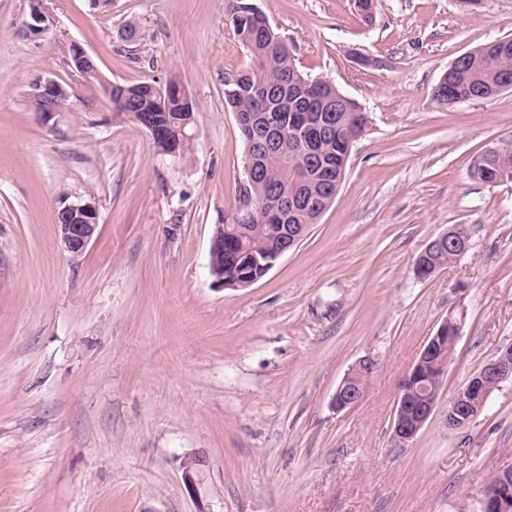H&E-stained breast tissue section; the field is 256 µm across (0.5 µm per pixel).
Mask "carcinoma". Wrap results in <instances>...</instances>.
I'll list each match as a JSON object with an SVG mask.
<instances>
[{"label": "carcinoma", "instance_id": "cac0c4a2", "mask_svg": "<svg viewBox=\"0 0 512 512\" xmlns=\"http://www.w3.org/2000/svg\"><path fill=\"white\" fill-rule=\"evenodd\" d=\"M227 21L235 36L246 48L251 57L249 67L230 75L224 80V99L235 113L280 112L282 111L279 93L283 88L292 91V106L286 112V124L303 126L305 117L321 115L325 130L321 140L323 163L311 164L306 158L296 154L293 141L282 139L264 157L267 176L247 186L240 195L248 196L260 203L271 184L281 183L290 188L306 189L321 194L336 184V176L347 163L345 157L349 142L361 137L367 128L365 113L336 109V90L327 81L313 79L302 73L294 59L288 56L284 37L265 13H257L249 8V0H227L225 12ZM512 69V52L505 56H477L472 58L460 78L462 92L482 91L492 96L490 87L496 83L499 71ZM125 86L112 87V98L117 100L113 106L116 112L127 110L144 113V118L152 125L163 130L154 138L155 148L162 154H168L169 145L179 141V121L192 112L191 105L180 103L176 98L165 96L158 99L151 108L129 99L126 104L119 103ZM246 153H252L263 147L264 133L259 129L238 126ZM317 223V214L312 210L297 213L294 224H281L275 218L263 215L252 224H238L235 216L224 217V280L239 285L268 274L266 262L272 259L270 242L281 230L292 232V228L301 224ZM454 251L447 243L435 249L421 253L416 258V268L429 278L435 271L441 270L453 261Z\"/></svg>", "mask_w": 512, "mask_h": 512}]
</instances>
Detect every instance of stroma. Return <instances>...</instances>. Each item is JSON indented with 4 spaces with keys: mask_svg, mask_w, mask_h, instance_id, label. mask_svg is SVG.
<instances>
[{
    "mask_svg": "<svg viewBox=\"0 0 512 512\" xmlns=\"http://www.w3.org/2000/svg\"><path fill=\"white\" fill-rule=\"evenodd\" d=\"M254 3L369 122L319 222L233 289L209 274L246 155L224 78L250 58L225 0H46L38 40L28 0H0V512H480L512 465V383L467 429L444 423L448 396L512 345V182L470 175L512 135V90L433 97L457 57L512 37V0H375L369 20L355 0ZM74 42L111 83L178 76L194 104L183 153L159 154L80 84L58 126L42 123L29 93L70 79ZM85 202L99 228L74 256L56 216ZM455 224L468 252L418 279V254ZM453 309L442 397L396 446L399 382ZM368 356L365 398L333 410ZM44 2L45 0L29 1V20L25 27L30 38L36 39L51 29L52 18Z\"/></svg>",
    "mask_w": 512,
    "mask_h": 512,
    "instance_id": "1",
    "label": "stroma"
}]
</instances>
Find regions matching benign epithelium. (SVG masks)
<instances>
[{
  "label": "benign epithelium",
  "instance_id": "7a95c632",
  "mask_svg": "<svg viewBox=\"0 0 512 512\" xmlns=\"http://www.w3.org/2000/svg\"><path fill=\"white\" fill-rule=\"evenodd\" d=\"M52 18L47 11L45 0H29V20L26 22L27 35L36 39L50 31ZM69 67L78 81L89 87L100 85L107 94H112V84L105 81L96 59L77 43L70 45ZM470 54L465 53L457 57L448 72L443 74L438 85L449 99H454L453 83L457 69L467 62ZM71 85L52 78H46L36 83L31 90L30 100L35 111L41 115L44 122L49 123L57 116L70 111V106L63 105V101L70 99ZM247 124L250 127H260L269 133L278 132L282 127V115L262 112L247 115ZM296 210V196L287 190L277 187L273 189L256 206L251 200H244L235 211L239 222L249 224L258 220L259 214L265 211L286 223L294 216ZM57 223L60 241L64 248L72 254L83 253L97 233L99 220L98 211L91 203L68 204L57 212ZM462 332V317L450 312L439 325L434 335L428 337L419 359L415 361L409 371L404 375L400 386L409 388V391L418 394L415 406L404 403L403 398H397V404L392 418V437L401 447L408 445L417 436L435 412L439 397L438 383L428 384L423 381L421 370L422 358L435 352V345L444 340L458 342ZM372 362L370 358L358 360L346 373L336 389L331 406L337 411L351 409L356 406L365 395V385L360 381L362 367ZM512 381V346L502 350L490 362L484 364L476 371L469 382L458 388L448 398V415L446 425L448 429L457 431L467 428L484 411L488 400L494 390L504 382ZM482 507L484 512H512V491L507 488L498 490V496L484 497Z\"/></svg>",
  "mask_w": 512,
  "mask_h": 512
}]
</instances>
